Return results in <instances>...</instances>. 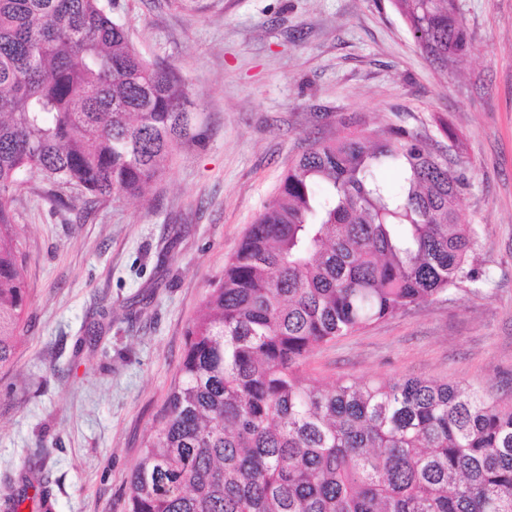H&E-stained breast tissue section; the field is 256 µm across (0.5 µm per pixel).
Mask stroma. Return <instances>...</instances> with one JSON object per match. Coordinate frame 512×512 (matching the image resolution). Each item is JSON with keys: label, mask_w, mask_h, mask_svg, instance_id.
<instances>
[{"label": "stroma", "mask_w": 512, "mask_h": 512, "mask_svg": "<svg viewBox=\"0 0 512 512\" xmlns=\"http://www.w3.org/2000/svg\"><path fill=\"white\" fill-rule=\"evenodd\" d=\"M458 5L471 52L443 71L390 0H113L141 56L190 77L203 138L142 197L89 213L34 177L14 193L28 305L0 371V495L41 477L52 512H126L188 323L291 163L344 128H426L467 177L479 279L318 348L310 383L419 376L512 398V0Z\"/></svg>", "instance_id": "stroma-1"}]
</instances>
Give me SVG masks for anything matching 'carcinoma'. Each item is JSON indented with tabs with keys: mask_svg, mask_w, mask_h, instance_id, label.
<instances>
[{
	"mask_svg": "<svg viewBox=\"0 0 512 512\" xmlns=\"http://www.w3.org/2000/svg\"><path fill=\"white\" fill-rule=\"evenodd\" d=\"M391 2L437 67L468 56L457 0ZM187 95L110 0H0V369L28 300L10 209L23 177L61 207L139 197L201 140ZM463 186L416 128L303 153L186 330L127 512H512V402L414 377L325 390L303 373L317 348L476 280ZM29 487L9 512H51L45 482Z\"/></svg>",
	"mask_w": 512,
	"mask_h": 512,
	"instance_id": "1",
	"label": "carcinoma"
}]
</instances>
